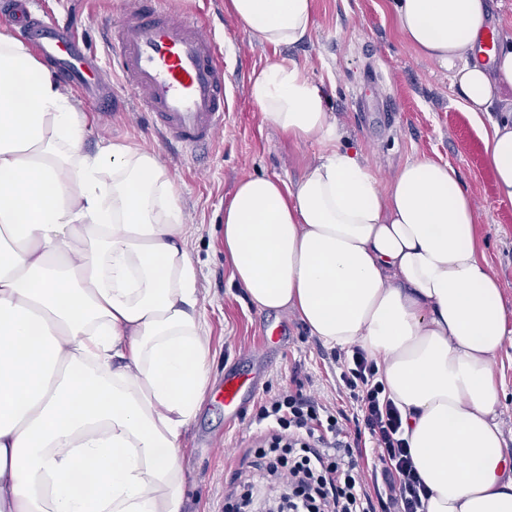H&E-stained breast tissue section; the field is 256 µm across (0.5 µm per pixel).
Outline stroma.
<instances>
[{
	"instance_id": "1",
	"label": "stroma",
	"mask_w": 512,
	"mask_h": 512,
	"mask_svg": "<svg viewBox=\"0 0 512 512\" xmlns=\"http://www.w3.org/2000/svg\"><path fill=\"white\" fill-rule=\"evenodd\" d=\"M49 13L69 15L86 46L102 49L105 22L114 20L120 0H45ZM225 0H170L175 13L201 11L223 49L231 96L224 132L195 156L174 161L163 153L144 118L121 105L110 122H100L88 99L83 137L92 152L101 140L161 151L177 190L187 229V247L198 273L214 388L194 422L184 431L186 512H226L236 472L258 473L259 399L302 384L304 392L338 401L349 411V396L336 394L334 349L309 336L290 311L261 312L231 281L224 259L221 224L224 200L247 175H278L297 180L317 144L297 145L268 122L251 100L249 77L273 61H293L322 82L329 110L345 141L362 147L382 180H390L407 161L425 157L459 170L477 210L485 256L497 276L508 319L512 320V205L499 203L483 147L465 114L452 101L448 74L419 57L398 37L389 0H314V27L305 42L288 47L260 44L224 10ZM281 333V344H266V331ZM255 374L257 395L245 397L239 417L228 421L218 393L225 375Z\"/></svg>"
}]
</instances>
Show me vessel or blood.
I'll return each mask as SVG.
<instances>
[{"label":"vessel or blood","instance_id":"b4317fda","mask_svg":"<svg viewBox=\"0 0 512 512\" xmlns=\"http://www.w3.org/2000/svg\"><path fill=\"white\" fill-rule=\"evenodd\" d=\"M31 7L32 0H15L27 43L57 65L65 83L80 87L100 116L109 115L122 88L162 144L193 152L217 139L229 103L224 54L202 17L176 16L165 0H122L118 20L106 24L103 52L92 55L73 26L45 22ZM256 390L252 375L227 376L225 410H237Z\"/></svg>","mask_w":512,"mask_h":512}]
</instances>
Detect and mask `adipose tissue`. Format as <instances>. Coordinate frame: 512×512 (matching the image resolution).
<instances>
[{
	"label": "adipose tissue",
	"mask_w": 512,
	"mask_h": 512,
	"mask_svg": "<svg viewBox=\"0 0 512 512\" xmlns=\"http://www.w3.org/2000/svg\"><path fill=\"white\" fill-rule=\"evenodd\" d=\"M224 8L266 45L313 29L314 0ZM391 14L447 71L511 205L512 33L485 60L490 0H391ZM249 95L289 141L321 150L296 182H237L223 228L233 283L376 360L425 512H512L493 371L512 322L458 171L416 158L381 185L297 63L253 71ZM85 126L51 69L0 31V512H184L182 435L212 384L195 263L157 153L87 152Z\"/></svg>",
	"instance_id": "obj_1"
}]
</instances>
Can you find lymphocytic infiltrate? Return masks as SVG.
<instances>
[{"mask_svg": "<svg viewBox=\"0 0 512 512\" xmlns=\"http://www.w3.org/2000/svg\"><path fill=\"white\" fill-rule=\"evenodd\" d=\"M335 361L353 414L299 387L259 405L255 421L271 439L263 453L269 496L288 493L289 512H421L426 489L376 363L356 346Z\"/></svg>", "mask_w": 512, "mask_h": 512, "instance_id": "obj_1", "label": "lymphocytic infiltrate"}]
</instances>
